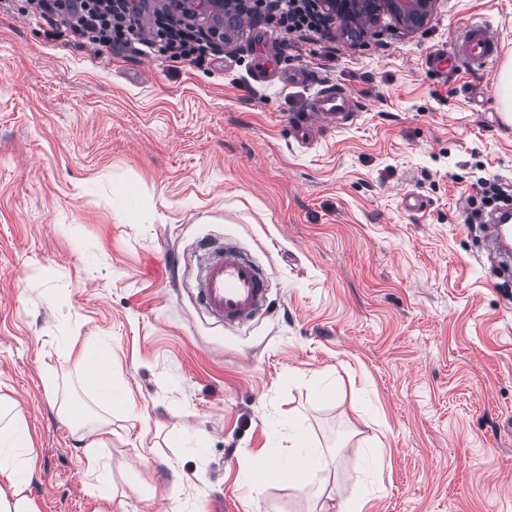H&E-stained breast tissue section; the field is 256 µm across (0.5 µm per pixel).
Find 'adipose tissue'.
<instances>
[{
    "label": "adipose tissue",
    "mask_w": 512,
    "mask_h": 512,
    "mask_svg": "<svg viewBox=\"0 0 512 512\" xmlns=\"http://www.w3.org/2000/svg\"><path fill=\"white\" fill-rule=\"evenodd\" d=\"M320 460L315 452L298 454L283 467L267 458L256 468L253 480L259 485L284 476L304 481ZM36 465L37 455L23 414L0 399V474L7 478L6 485L0 486V512H37L27 493Z\"/></svg>",
    "instance_id": "ef3b65f1"
}]
</instances>
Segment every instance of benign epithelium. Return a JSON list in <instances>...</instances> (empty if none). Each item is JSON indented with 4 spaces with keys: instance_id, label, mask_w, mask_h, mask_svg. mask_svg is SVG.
<instances>
[{
    "instance_id": "benign-epithelium-1",
    "label": "benign epithelium",
    "mask_w": 512,
    "mask_h": 512,
    "mask_svg": "<svg viewBox=\"0 0 512 512\" xmlns=\"http://www.w3.org/2000/svg\"><path fill=\"white\" fill-rule=\"evenodd\" d=\"M250 0H162L163 12L174 26L193 22L216 48L243 34L241 20L250 14ZM326 25L360 40L388 16L401 30L412 33L430 22L438 0H310Z\"/></svg>"
}]
</instances>
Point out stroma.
Returning <instances> with one entry per match:
<instances>
[{"label":"stroma","instance_id":"stroma-1","mask_svg":"<svg viewBox=\"0 0 512 512\" xmlns=\"http://www.w3.org/2000/svg\"><path fill=\"white\" fill-rule=\"evenodd\" d=\"M512 55V0H439L320 55L269 12L176 64L52 34L0 0V394L21 409L38 512H512V287L472 222L478 178L512 184L498 69L427 70L469 24ZM357 117L298 141L314 84ZM425 198L412 214L404 193ZM230 241L270 281L243 327L184 272ZM105 356L117 401L86 380ZM104 432L99 465L66 417ZM318 449L309 481L255 487L264 456Z\"/></svg>","mask_w":512,"mask_h":512}]
</instances>
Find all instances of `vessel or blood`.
I'll return each mask as SVG.
<instances>
[{
	"label": "vessel or blood",
	"instance_id": "b4317fda",
	"mask_svg": "<svg viewBox=\"0 0 512 512\" xmlns=\"http://www.w3.org/2000/svg\"><path fill=\"white\" fill-rule=\"evenodd\" d=\"M500 54L497 39L482 23L468 25L454 40L452 53L437 51L426 60L440 68L455 60L473 71L494 67ZM356 104L351 93L333 83H322L309 112L293 124L298 138L312 136L318 126H342L353 121ZM203 262L197 278L196 300L211 316L228 325L247 323L268 305V274L232 243L204 241L199 246Z\"/></svg>",
	"mask_w": 512,
	"mask_h": 512
}]
</instances>
